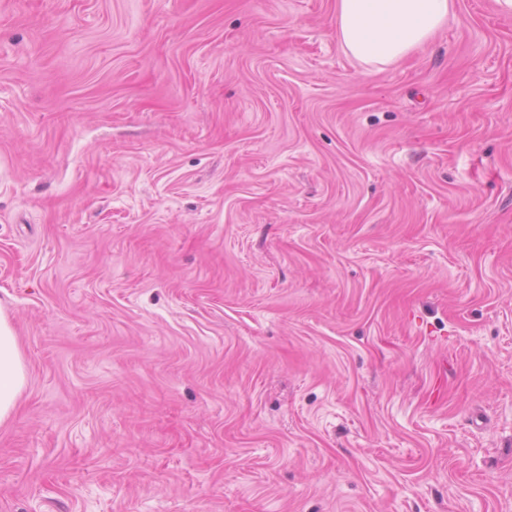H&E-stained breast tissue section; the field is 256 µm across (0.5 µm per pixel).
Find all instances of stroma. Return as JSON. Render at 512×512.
<instances>
[{
  "instance_id": "stroma-1",
  "label": "stroma",
  "mask_w": 512,
  "mask_h": 512,
  "mask_svg": "<svg viewBox=\"0 0 512 512\" xmlns=\"http://www.w3.org/2000/svg\"><path fill=\"white\" fill-rule=\"evenodd\" d=\"M336 9L0 0V512H512V13ZM452 6L453 0H338L337 35L357 61L385 66L425 43ZM25 383L26 373L16 336L6 316L0 313V422L14 413Z\"/></svg>"
}]
</instances>
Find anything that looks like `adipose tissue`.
<instances>
[{"instance_id": "1", "label": "adipose tissue", "mask_w": 512, "mask_h": 512, "mask_svg": "<svg viewBox=\"0 0 512 512\" xmlns=\"http://www.w3.org/2000/svg\"><path fill=\"white\" fill-rule=\"evenodd\" d=\"M453 0H338L336 29L357 61L385 66L425 43L448 20ZM26 383L16 336L0 313V422L14 413Z\"/></svg>"}]
</instances>
